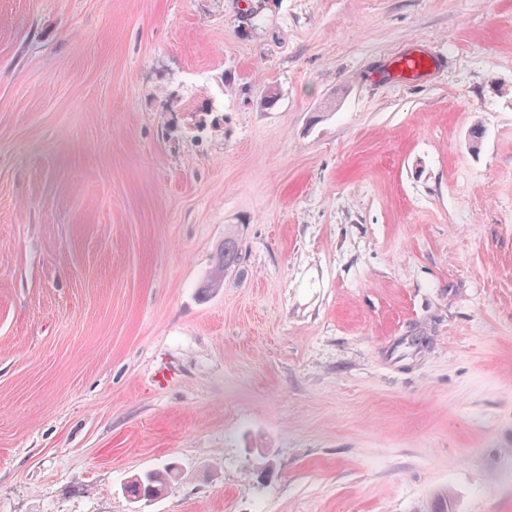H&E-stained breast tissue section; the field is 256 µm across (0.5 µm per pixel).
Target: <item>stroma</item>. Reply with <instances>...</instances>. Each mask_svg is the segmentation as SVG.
Returning a JSON list of instances; mask_svg holds the SVG:
<instances>
[{"mask_svg":"<svg viewBox=\"0 0 512 512\" xmlns=\"http://www.w3.org/2000/svg\"><path fill=\"white\" fill-rule=\"evenodd\" d=\"M443 492L512 512V0H0V512ZM390 66L392 76L399 82L413 83L435 68L437 61L427 54L410 52L394 58ZM241 244L237 236L230 233L224 235L215 264L200 288L204 292H213L224 287V281L232 274L240 271L243 262ZM175 475L176 473L172 468L162 467L143 476L135 477L127 485V492L134 499L139 497L146 499L149 496L152 498L159 497L169 485L168 479L172 481ZM136 500L140 501L139 499Z\"/></svg>","mask_w":512,"mask_h":512,"instance_id":"stroma-1","label":"stroma"}]
</instances>
